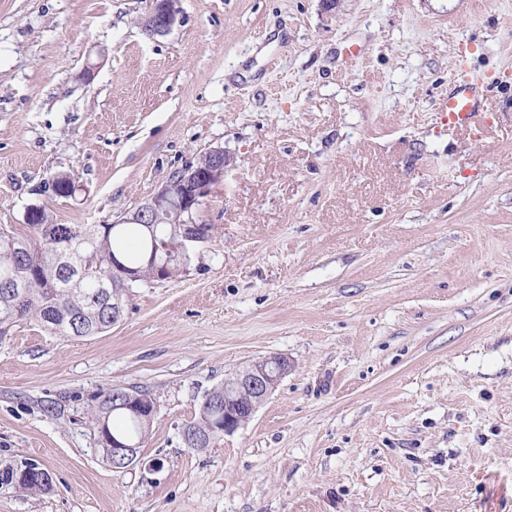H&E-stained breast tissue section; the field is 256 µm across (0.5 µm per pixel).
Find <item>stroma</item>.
Here are the masks:
<instances>
[{
	"label": "stroma",
	"mask_w": 512,
	"mask_h": 512,
	"mask_svg": "<svg viewBox=\"0 0 512 512\" xmlns=\"http://www.w3.org/2000/svg\"><path fill=\"white\" fill-rule=\"evenodd\" d=\"M0 0V224H121L213 148L209 237L122 319L0 342V512H512V0ZM476 126L441 124L457 78ZM68 174L60 198L45 182ZM288 373L235 432L186 447L228 373ZM158 410L133 468L88 407ZM142 19V29L148 36L169 33L181 22L179 0H152ZM25 461H21L20 463H9L5 464L2 468H0V493L2 492H10V491H19V492H31V493H40L46 494L49 493L51 489L52 481L43 483V482H32L28 480H23L21 482V487H15L14 481L16 477V472L25 467ZM22 476L26 479H31L32 477H40L41 481L46 480V471L41 468H32L25 467L22 470Z\"/></svg>",
	"instance_id": "35a3bbf8"
}]
</instances>
